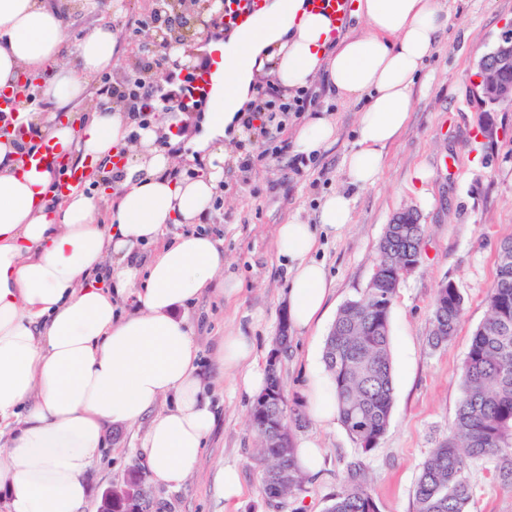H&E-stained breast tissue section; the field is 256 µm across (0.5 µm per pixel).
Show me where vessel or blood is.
Masks as SVG:
<instances>
[{
  "label": "vessel or blood",
  "instance_id": "obj_1",
  "mask_svg": "<svg viewBox=\"0 0 512 512\" xmlns=\"http://www.w3.org/2000/svg\"><path fill=\"white\" fill-rule=\"evenodd\" d=\"M265 0H225L224 12L216 18L212 29L214 39L203 63L186 69L185 91L177 100V107L198 110L207 106L213 99L224 79V37L227 34L245 29L249 22L262 11ZM311 11L326 15L344 27L351 9V0H307ZM22 166L46 167L59 172V192H67L70 187L82 184L87 173L85 169L62 167L50 146H42L36 152H23L19 157Z\"/></svg>",
  "mask_w": 512,
  "mask_h": 512
}]
</instances>
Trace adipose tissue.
<instances>
[{"label":"adipose tissue","instance_id":"ef3b65f1","mask_svg":"<svg viewBox=\"0 0 512 512\" xmlns=\"http://www.w3.org/2000/svg\"><path fill=\"white\" fill-rule=\"evenodd\" d=\"M59 0H0V88L25 75L40 77L41 100L66 108L90 81L111 70L117 40L108 25L64 48ZM366 33L336 37L330 18L306 0H267L243 31L224 45V88L203 131L184 147L207 170L175 178L173 153L159 149L158 127L128 141L119 106L94 110L78 123L20 105L17 117L32 131V146L50 145L73 167L111 161L125 149L112 221L100 223V198L74 186L58 193L50 169H22L12 139L0 140V487L7 512H82L88 474L107 424L149 419L144 448L154 478L180 486L199 467L215 417L204 400L197 347L181 308L213 288L224 251L196 231L224 180L238 164L235 142L242 113L260 78L285 89L324 80L343 100L359 105L353 148L342 166L350 184H375L387 148L406 129L412 89L448 27L447 0H356ZM335 122L316 114L298 128L294 153L311 156L336 139ZM352 222V199L326 197L317 224L278 225L285 260L288 319L300 330L326 311L327 275L312 254L319 235L341 237ZM189 230L166 238L169 225ZM142 243L156 250L145 267L131 262ZM138 309L119 314L121 299ZM223 370L235 372L247 395L265 376L252 342L226 336ZM173 406L154 414L162 398Z\"/></svg>","mask_w":512,"mask_h":512}]
</instances>
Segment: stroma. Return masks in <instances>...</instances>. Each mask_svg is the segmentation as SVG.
Listing matches in <instances>:
<instances>
[{
    "instance_id": "1",
    "label": "stroma",
    "mask_w": 512,
    "mask_h": 512,
    "mask_svg": "<svg viewBox=\"0 0 512 512\" xmlns=\"http://www.w3.org/2000/svg\"><path fill=\"white\" fill-rule=\"evenodd\" d=\"M447 3L448 29L424 67L422 84L413 90L410 124L388 148L374 186H350L342 158L354 145L358 107L338 99L321 80L316 83L322 91L316 109L335 120V143L296 167L290 156L274 153L273 142L257 139L251 146L253 170L238 168L226 177L202 229L221 242L223 277L238 282L239 288L229 296H202L187 313L216 413L202 464L180 487L161 484L149 475L144 455L148 421L110 425L102 456L88 478L84 512H97L102 492L136 469L145 474L150 512H324L347 464L356 460L365 466L378 512H414L420 467L448 434L460 398V370L472 335L488 314L486 296L496 274L498 243L512 236V104L493 113L495 134L488 139L480 133L483 110L472 94L478 59L512 29V0ZM126 4L117 19L110 0H99L98 12L89 16L62 7L65 44L96 25L111 24L118 40L114 67L130 69L138 43L150 39L145 32L132 41L130 32L139 15L153 9L154 0ZM421 166L431 173L428 181L415 176ZM338 190L353 199V223L342 237H321L314 254L331 282L327 311L307 330L289 329L280 374L289 403L307 407L311 377L326 373L323 348L338 311L367 287L386 225L402 209H414L425 228L424 259L401 281L391 309L395 400L390 424L378 446L365 454L341 424L323 426L306 419L294 440L321 448L320 471L294 495L271 502L262 491L255 458L257 440L249 424L253 400L223 374L218 351L225 336L239 333L251 340L260 360H267L288 311L276 227L295 218L315 223L323 198ZM443 279L456 283L465 310L455 336L434 350L427 343L429 314ZM227 468L237 471L243 488L233 500L224 497L221 474ZM470 479L471 512H512V488L501 483L493 463L472 468Z\"/></svg>"
}]
</instances>
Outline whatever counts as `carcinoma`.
I'll list each match as a JSON object with an SVG mask.
<instances>
[{
  "label": "carcinoma",
  "mask_w": 512,
  "mask_h": 512,
  "mask_svg": "<svg viewBox=\"0 0 512 512\" xmlns=\"http://www.w3.org/2000/svg\"><path fill=\"white\" fill-rule=\"evenodd\" d=\"M388 224L378 245V259L396 264L424 237V225L412 214ZM399 284L389 271L343 305L327 336L323 361L336 392L338 419L365 454V441L380 442L389 426L394 402L390 351V315L377 320L378 309L393 304ZM488 316L476 328L460 375L461 396L448 436L423 462L415 486L416 512H470L473 489L468 472L479 462L495 461L500 481L512 487V238L498 248L496 278L487 295ZM464 315V297L434 299L428 345L437 349L456 334ZM282 428H252L259 442L257 461L263 492L280 500L304 483L295 463L292 426L302 421L288 397L267 408ZM287 447H280V443ZM288 470V480L281 478ZM325 512H378L358 461L347 465L340 490Z\"/></svg>",
  "instance_id": "cac0c4a2"
}]
</instances>
